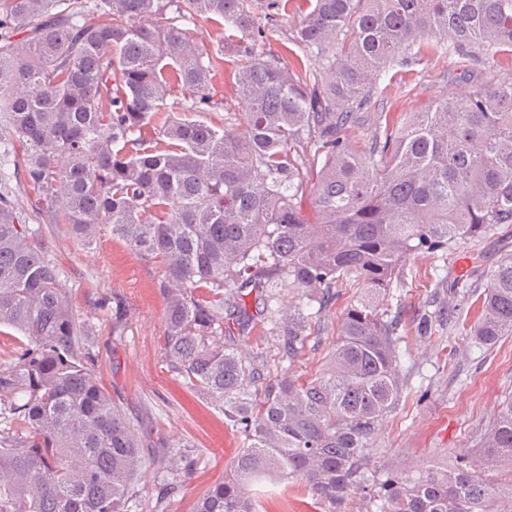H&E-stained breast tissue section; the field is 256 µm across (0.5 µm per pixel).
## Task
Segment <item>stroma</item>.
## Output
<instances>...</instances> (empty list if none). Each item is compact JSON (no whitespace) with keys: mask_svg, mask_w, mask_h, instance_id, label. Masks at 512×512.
Masks as SVG:
<instances>
[{"mask_svg":"<svg viewBox=\"0 0 512 512\" xmlns=\"http://www.w3.org/2000/svg\"><path fill=\"white\" fill-rule=\"evenodd\" d=\"M308 11V0H287L266 49L296 65L300 48L293 27ZM512 79V56L487 58L472 47L442 54L435 40L423 38L408 57L394 62L371 90L348 131L354 149L368 151L376 129L399 123L405 113L422 110L451 92L467 91L475 82ZM35 241L61 270V286L82 320L95 328V371L102 386L127 417L143 425L146 448L166 449L175 463L163 473L146 469L138 483L146 507H154L160 485L173 484L163 512H192L196 500L223 480L243 446L242 436L223 414L186 388L164 359V301L156 282L159 270L100 227L91 248L81 247L67 225L39 224ZM512 253V225L497 227L478 241L464 240L443 254L417 253L405 262L406 285L386 296L384 308L398 315L403 370L411 390L399 408L383 418L371 464L378 471L410 466H446L450 456L470 447L505 397H512V336L495 345L472 343L469 330L478 314L473 297H456L454 285H484L500 260ZM122 298L127 329L112 336V299ZM358 296L342 287L321 319V339L309 343L294 366L309 377L319 370L336 338L337 325ZM434 316L432 338L421 337L422 316ZM259 512H322L298 480L269 479L257 491Z\"/></svg>","mask_w":512,"mask_h":512,"instance_id":"stroma-1","label":"stroma"}]
</instances>
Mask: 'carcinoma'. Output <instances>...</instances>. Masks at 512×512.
<instances>
[{
    "mask_svg": "<svg viewBox=\"0 0 512 512\" xmlns=\"http://www.w3.org/2000/svg\"><path fill=\"white\" fill-rule=\"evenodd\" d=\"M282 0H0V325L25 342L0 365V512H130L143 433L100 384L91 327L29 222L102 224L163 273L164 356L244 437L194 512H257L251 486L302 481L325 512H512V399L445 469L371 467L380 421L407 391L399 321L380 297L406 258L512 224V81L439 98L348 141L354 111L424 36L512 56V0H312L291 69L261 51ZM222 30L206 49L198 20ZM236 59L243 127L215 80ZM321 164L314 171L315 164ZM29 188L25 208L14 188ZM312 217H307L303 203ZM363 294L318 375L291 372L337 288ZM294 302L282 307L283 292ZM254 297V306L248 298ZM269 326L278 362L235 347ZM126 309L112 296V335ZM512 336V254L488 276L471 339ZM218 96L224 95V112H209L205 117L209 121L224 122L229 130H239L242 126V115L238 108V99L235 88L234 62L224 57V79L216 88Z\"/></svg>",
    "mask_w": 512,
    "mask_h": 512,
    "instance_id": "1",
    "label": "carcinoma"
}]
</instances>
